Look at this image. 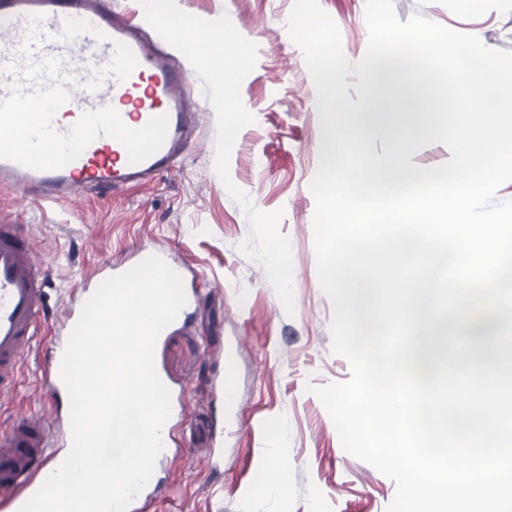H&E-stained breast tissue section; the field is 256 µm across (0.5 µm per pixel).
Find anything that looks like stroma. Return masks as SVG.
I'll list each match as a JSON object with an SVG mask.
<instances>
[{
  "mask_svg": "<svg viewBox=\"0 0 512 512\" xmlns=\"http://www.w3.org/2000/svg\"><path fill=\"white\" fill-rule=\"evenodd\" d=\"M366 0H320L340 28L353 61L368 46ZM204 20L228 15L258 47L242 84L253 124L236 139L233 181L265 212L283 210L280 230L292 247L295 314L287 316L263 268L238 250L250 222L213 169L214 110L190 61L172 51L188 73L201 110L197 127L167 171L110 195L85 193L39 206L0 186V213L19 217L46 268L52 289L42 328L59 330L62 309L101 270L165 250L183 286L197 295L186 325L172 326L156 344V369L185 386V419L206 414L220 433L224 465L195 459L155 467L160 496L151 512H387L396 485L347 454L322 403L306 383L349 379V361L333 353L332 305L323 293L314 246V198L309 184L327 143L314 84L287 21L293 0H175ZM400 19L419 14L485 45L512 50V0H394ZM48 348L27 353L19 392L0 405V427L18 413L46 409L36 392ZM283 467L285 489L270 471Z\"/></svg>",
  "mask_w": 512,
  "mask_h": 512,
  "instance_id": "35a3bbf8",
  "label": "stroma"
}]
</instances>
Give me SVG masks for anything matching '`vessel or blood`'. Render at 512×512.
<instances>
[{"mask_svg": "<svg viewBox=\"0 0 512 512\" xmlns=\"http://www.w3.org/2000/svg\"><path fill=\"white\" fill-rule=\"evenodd\" d=\"M131 48L138 65L125 81L107 77L97 92L83 89L94 67L106 66L115 43ZM48 56L64 61V74L74 76L70 99L61 106L55 128L68 132L65 116L80 119L89 110L125 105L122 121L144 126L151 118L167 116L168 131L161 148L147 159L131 163L124 146L101 136L81 155L55 170H34L0 160V184H8L35 201L56 204L71 193L89 189L106 195L160 175L188 139L196 114L188 109L189 79L144 38L142 27L117 16L108 0H0V67L25 66ZM49 279L37 262L24 225L0 216V396L13 395L19 385L24 355L38 331L48 301ZM92 288L79 290L64 310L62 331L70 333ZM66 343L53 339L42 372L47 400L66 398L60 373ZM190 447L204 453L213 466L224 462L207 419H198L188 434ZM71 447L69 417L55 410L25 413L0 430V512H20L41 487L43 470L65 459Z\"/></svg>", "mask_w": 512, "mask_h": 512, "instance_id": "1", "label": "vessel or blood"}]
</instances>
